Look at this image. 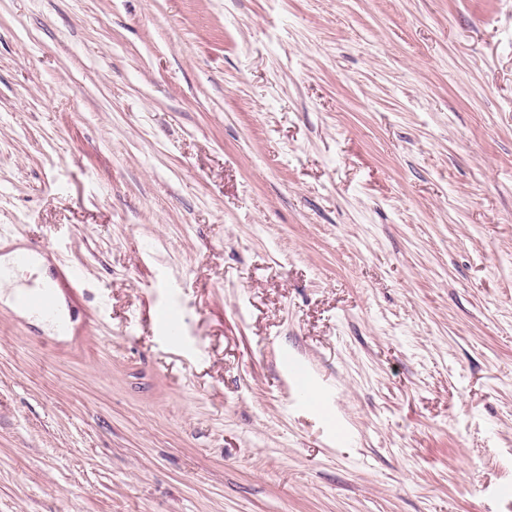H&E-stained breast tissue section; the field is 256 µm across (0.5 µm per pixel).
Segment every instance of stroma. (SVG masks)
<instances>
[{"instance_id": "1", "label": "stroma", "mask_w": 512, "mask_h": 512, "mask_svg": "<svg viewBox=\"0 0 512 512\" xmlns=\"http://www.w3.org/2000/svg\"><path fill=\"white\" fill-rule=\"evenodd\" d=\"M31 240L0 512H512V0H0ZM13 301L20 311L54 317L60 322V330L67 331L69 329L59 317L56 284L47 283L37 287L17 288L13 292ZM157 326L162 334L169 339H177L182 333V323L177 307L162 306L156 313Z\"/></svg>"}]
</instances>
